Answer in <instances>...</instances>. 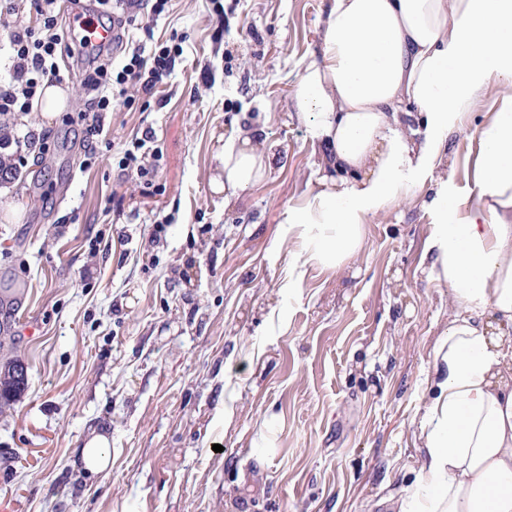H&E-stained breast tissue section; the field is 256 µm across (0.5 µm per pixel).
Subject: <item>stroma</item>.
I'll return each mask as SVG.
<instances>
[{"label": "stroma", "mask_w": 512, "mask_h": 512, "mask_svg": "<svg viewBox=\"0 0 512 512\" xmlns=\"http://www.w3.org/2000/svg\"><path fill=\"white\" fill-rule=\"evenodd\" d=\"M327 5L169 0L154 37L179 45V62L154 95L115 103L94 156L75 136L98 89L65 57L69 108L0 129L55 132L0 180V364L27 370L0 410V512H391L389 494L415 482L450 311L429 274L433 182L370 219L341 270L288 268L286 211L320 178L291 94ZM36 26L31 0H0V84L11 32ZM511 96L483 91L448 139L437 172L468 203L479 129ZM247 125L276 158L228 200L216 156ZM148 131L159 159L146 185L119 162ZM95 424L109 427L112 469L84 481Z\"/></svg>", "instance_id": "obj_1"}]
</instances>
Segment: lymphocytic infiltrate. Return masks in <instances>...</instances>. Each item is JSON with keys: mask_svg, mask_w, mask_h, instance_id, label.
<instances>
[{"mask_svg": "<svg viewBox=\"0 0 512 512\" xmlns=\"http://www.w3.org/2000/svg\"><path fill=\"white\" fill-rule=\"evenodd\" d=\"M150 2L149 20L138 24L136 30H129L121 17L112 19L111 45L126 53L119 71L112 73L98 64L101 50L88 49L86 40L77 35L63 39L58 28L57 0H35L36 14L42 20V35L32 37L26 29L11 33L14 76L11 84L0 86V119L30 112L38 88L46 82H60L57 51L63 43H70L79 55L97 67V86L101 94L90 104L81 138L85 153L94 154V139L104 130L106 113L112 101L126 102L142 93H154L163 77L171 75L175 69L176 53L153 44V23L164 13L169 0Z\"/></svg>", "mask_w": 512, "mask_h": 512, "instance_id": "f902f5d3", "label": "lymphocytic infiltrate"}]
</instances>
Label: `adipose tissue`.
<instances>
[{"mask_svg": "<svg viewBox=\"0 0 512 512\" xmlns=\"http://www.w3.org/2000/svg\"><path fill=\"white\" fill-rule=\"evenodd\" d=\"M493 84L512 88V0H331L291 97L322 148L318 189L285 218L310 262L341 269L369 219L435 181L430 271L452 311L420 422V481L398 512H512V103L480 130L476 205L433 176ZM274 156L258 130L239 128L218 155L225 191L257 186ZM80 456L83 476L108 472L107 430L92 427Z\"/></svg>", "mask_w": 512, "mask_h": 512, "instance_id": "adipose-tissue-1", "label": "adipose tissue"}]
</instances>
